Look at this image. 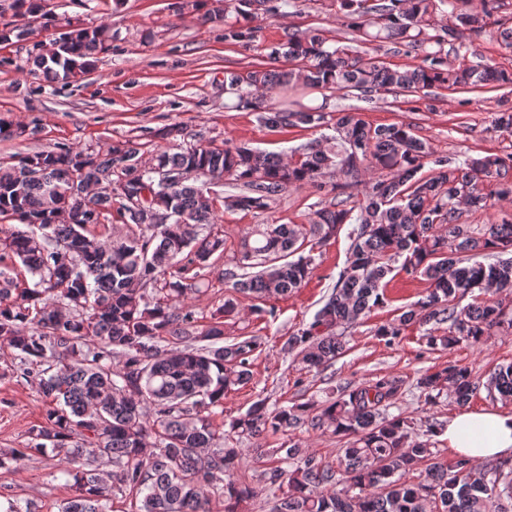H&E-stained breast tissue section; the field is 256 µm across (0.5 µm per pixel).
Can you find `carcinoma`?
I'll return each instance as SVG.
<instances>
[{
	"label": "carcinoma",
	"mask_w": 512,
	"mask_h": 512,
	"mask_svg": "<svg viewBox=\"0 0 512 512\" xmlns=\"http://www.w3.org/2000/svg\"><path fill=\"white\" fill-rule=\"evenodd\" d=\"M261 1L270 2L224 0V41H257L250 22L252 4ZM469 2L338 0L352 33L347 43L330 45L320 28L290 27L268 57L296 67L224 76L225 108L250 107L274 130L329 126V148L314 139L285 161L229 139L220 147L178 143L158 148L147 167L143 144L129 138L105 154L61 144L0 163V341L15 350L8 370L37 381L48 402L24 447L0 448V467L49 447L64 452L62 473L75 494L61 512H108L110 501L127 495L141 497L138 512H209L212 495L224 512H248L262 491L272 497L271 512H512V459L484 466L475 457L440 456L435 437L448 421L390 413L402 386L394 377L340 384L322 401L283 405L259 397L224 430L217 423L224 398L251 380L261 341L224 342V318L238 314L232 296L207 325L187 303L209 288L205 269L235 293L290 296L313 270L305 246L327 242L347 224L346 266L313 320L281 348L306 372L324 370L347 351L345 328L384 303L380 285L397 262L428 288L376 329L386 342L416 325L429 326L423 339L430 349L479 346L512 329V311L501 300L459 306L475 291L512 297V221L461 223L465 208L512 203V154L437 156L408 124L372 126L361 107L333 113L309 101L317 90L370 104L382 91L415 96L512 85V72L465 63L469 37L498 8V0H482L478 12ZM444 6L446 25L438 21ZM10 8L43 30L58 27L42 0H12ZM67 26L55 56L35 44L29 52L51 82L68 81L74 67L88 71L110 38L104 25ZM383 45L419 63H387L377 54ZM272 90L281 94L275 107L265 104ZM31 168L42 177L28 179ZM363 172L375 178L357 193ZM327 176L336 178L331 189L342 199L315 210L308 226L255 224L223 267L211 262L226 251L213 228L216 202L264 212L290 187L324 189ZM140 182L152 185L147 211L127 202ZM224 183L232 191L209 194L208 186ZM112 213L123 232L97 235ZM480 254L485 261H470ZM17 260L34 279L28 288L7 273ZM479 386L468 366L452 361L415 381L430 408L450 392L464 405ZM486 388L511 398L512 363L498 367ZM302 427L345 440L336 465L284 441L268 449L276 465L261 474L262 486L237 478L244 442ZM102 460L112 463L111 473L100 472Z\"/></svg>",
	"instance_id": "obj_1"
}]
</instances>
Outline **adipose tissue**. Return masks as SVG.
<instances>
[{"label": "adipose tissue", "mask_w": 512, "mask_h": 512, "mask_svg": "<svg viewBox=\"0 0 512 512\" xmlns=\"http://www.w3.org/2000/svg\"><path fill=\"white\" fill-rule=\"evenodd\" d=\"M457 454L492 462L512 452V414L463 412L442 435Z\"/></svg>", "instance_id": "adipose-tissue-1"}]
</instances>
